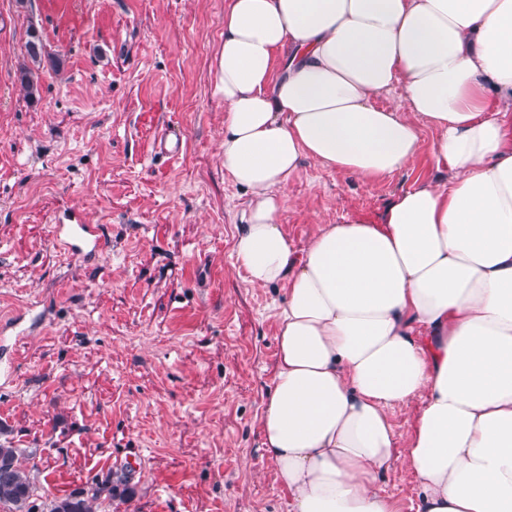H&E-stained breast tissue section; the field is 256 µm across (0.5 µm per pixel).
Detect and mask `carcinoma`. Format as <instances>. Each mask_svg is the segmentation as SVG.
I'll list each match as a JSON object with an SVG mask.
<instances>
[{
    "mask_svg": "<svg viewBox=\"0 0 512 512\" xmlns=\"http://www.w3.org/2000/svg\"><path fill=\"white\" fill-rule=\"evenodd\" d=\"M26 55L34 62L43 55V43L35 31L26 42ZM27 459L25 449L0 445V469H5V473L0 474V507H6L8 512H98L112 497L114 487L102 484L41 501Z\"/></svg>",
    "mask_w": 512,
    "mask_h": 512,
    "instance_id": "cac0c4a2",
    "label": "carcinoma"
}]
</instances>
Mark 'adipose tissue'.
Listing matches in <instances>:
<instances>
[{"mask_svg": "<svg viewBox=\"0 0 512 512\" xmlns=\"http://www.w3.org/2000/svg\"><path fill=\"white\" fill-rule=\"evenodd\" d=\"M217 89L236 260L287 286L261 430L291 512H397L375 488L396 464L419 512H512V0H228ZM426 127L434 178L295 249L303 160L372 182ZM422 399H416L406 406L398 408L393 413L397 448L405 446L412 416L420 409Z\"/></svg>", "mask_w": 512, "mask_h": 512, "instance_id": "obj_1", "label": "adipose tissue"}]
</instances>
